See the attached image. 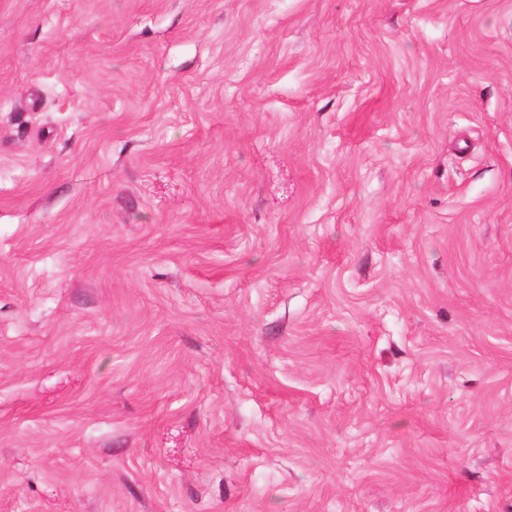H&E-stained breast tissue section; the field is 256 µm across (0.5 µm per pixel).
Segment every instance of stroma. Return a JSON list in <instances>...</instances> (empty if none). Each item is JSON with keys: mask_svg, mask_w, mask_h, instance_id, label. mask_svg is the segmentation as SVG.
I'll list each match as a JSON object with an SVG mask.
<instances>
[{"mask_svg": "<svg viewBox=\"0 0 512 512\" xmlns=\"http://www.w3.org/2000/svg\"><path fill=\"white\" fill-rule=\"evenodd\" d=\"M0 512H512V0H0Z\"/></svg>", "mask_w": 512, "mask_h": 512, "instance_id": "obj_1", "label": "stroma"}]
</instances>
